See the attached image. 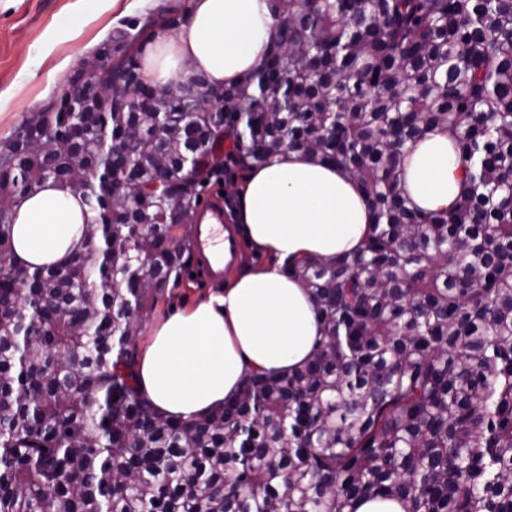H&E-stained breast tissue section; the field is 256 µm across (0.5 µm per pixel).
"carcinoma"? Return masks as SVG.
I'll list each match as a JSON object with an SVG mask.
<instances>
[{"label": "carcinoma", "instance_id": "carcinoma-1", "mask_svg": "<svg viewBox=\"0 0 512 512\" xmlns=\"http://www.w3.org/2000/svg\"><path fill=\"white\" fill-rule=\"evenodd\" d=\"M273 49L224 88L157 100L116 30L80 90L0 142V194L53 180L91 218L85 245L21 264L0 210V512H512V0H267ZM119 91L106 100L98 83ZM249 110L245 121L239 112ZM130 161L112 183L102 129ZM446 129L457 205L416 209L407 151ZM264 165L286 151L350 172L367 198L357 252L297 262L325 336L288 374L254 373L212 413L174 420L139 392V312L165 296L197 193L182 161ZM40 143L32 150L29 144ZM167 182L156 186L160 174Z\"/></svg>", "mask_w": 512, "mask_h": 512}]
</instances>
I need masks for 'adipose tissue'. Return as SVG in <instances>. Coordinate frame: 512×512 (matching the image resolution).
I'll use <instances>...</instances> for the list:
<instances>
[{
	"label": "adipose tissue",
	"mask_w": 512,
	"mask_h": 512,
	"mask_svg": "<svg viewBox=\"0 0 512 512\" xmlns=\"http://www.w3.org/2000/svg\"><path fill=\"white\" fill-rule=\"evenodd\" d=\"M275 24L267 0H190L186 23L156 43L142 76L166 85L200 75L212 87L227 86L269 53ZM404 184L422 210L455 205L464 169L447 131L428 134L408 152ZM85 215L78 196L45 183L14 209L16 256L31 266L57 262L82 244ZM236 216L237 235L266 262L238 267L219 291L173 309L135 368L140 392L165 416L206 414L236 396L252 373L305 364L322 329L309 294L288 269L304 258L358 250L371 222L348 173L298 152L245 169Z\"/></svg>",
	"instance_id": "adipose-tissue-1"
}]
</instances>
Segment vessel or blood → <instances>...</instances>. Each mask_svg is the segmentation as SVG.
Here are the masks:
<instances>
[{
    "label": "vessel or blood",
    "instance_id": "1",
    "mask_svg": "<svg viewBox=\"0 0 512 512\" xmlns=\"http://www.w3.org/2000/svg\"><path fill=\"white\" fill-rule=\"evenodd\" d=\"M226 219L224 205L212 201L197 211L193 226V270L200 284L221 283L225 270L241 257L238 239Z\"/></svg>",
    "mask_w": 512,
    "mask_h": 512
}]
</instances>
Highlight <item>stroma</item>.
<instances>
[{"mask_svg":"<svg viewBox=\"0 0 512 512\" xmlns=\"http://www.w3.org/2000/svg\"><path fill=\"white\" fill-rule=\"evenodd\" d=\"M189 0H0V140L33 114L58 104L81 61L125 24L152 21L156 37L173 35ZM190 268L141 319L139 347L172 308L206 294Z\"/></svg>","mask_w":512,"mask_h":512,"instance_id":"35a3bbf8","label":"stroma"}]
</instances>
